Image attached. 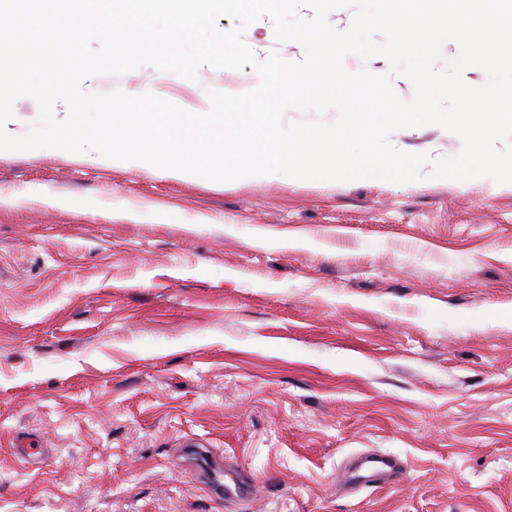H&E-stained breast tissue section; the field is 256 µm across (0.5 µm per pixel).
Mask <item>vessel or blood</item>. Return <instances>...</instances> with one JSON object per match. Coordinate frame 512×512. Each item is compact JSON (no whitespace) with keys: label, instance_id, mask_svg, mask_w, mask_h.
Listing matches in <instances>:
<instances>
[{"label":"vessel or blood","instance_id":"vessel-or-blood-1","mask_svg":"<svg viewBox=\"0 0 512 512\" xmlns=\"http://www.w3.org/2000/svg\"><path fill=\"white\" fill-rule=\"evenodd\" d=\"M404 475L402 461L394 455L376 452L353 454L347 465L338 473L336 481L341 486L359 491L370 488H386L400 482ZM216 494L222 495L225 502L241 503L252 495V486L243 480L214 482Z\"/></svg>","mask_w":512,"mask_h":512}]
</instances>
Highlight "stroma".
I'll return each mask as SVG.
<instances>
[{"label":"stroma","instance_id":"1","mask_svg":"<svg viewBox=\"0 0 512 512\" xmlns=\"http://www.w3.org/2000/svg\"><path fill=\"white\" fill-rule=\"evenodd\" d=\"M244 39L305 57L267 18ZM125 80L193 112L259 75ZM390 141L420 179L0 151V512H229L193 445L252 481L246 512H512V186L435 177L441 126ZM372 450L402 481L339 490Z\"/></svg>","mask_w":512,"mask_h":512}]
</instances>
